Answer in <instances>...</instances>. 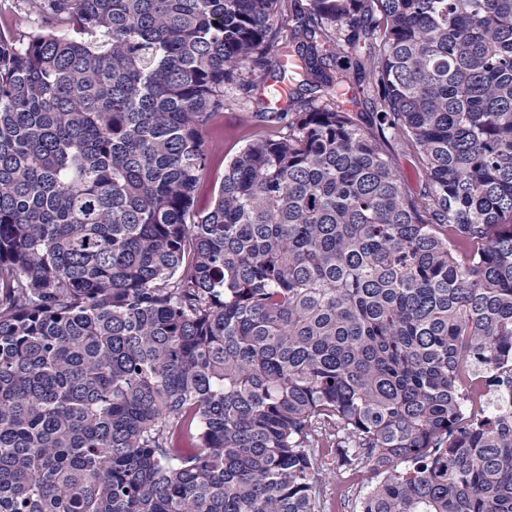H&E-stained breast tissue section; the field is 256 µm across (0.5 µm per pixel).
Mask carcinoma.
<instances>
[{
  "mask_svg": "<svg viewBox=\"0 0 512 512\" xmlns=\"http://www.w3.org/2000/svg\"><path fill=\"white\" fill-rule=\"evenodd\" d=\"M30 2L65 32L0 27V512H327L341 470L356 512H512V0H309L286 43L281 0ZM275 48L288 136L197 215ZM360 75L351 70L347 75L344 87L340 90V100L349 112H357L363 124H367L371 117L372 105L366 91L362 92V82H359ZM235 84L224 85V110L203 127L207 166L202 171L196 209L204 210L215 200L224 167L250 141L288 135V117L279 123L269 122L255 112ZM461 388L463 389L466 412L469 414L480 412L487 391L479 378L472 373H466L463 376Z\"/></svg>",
  "mask_w": 512,
  "mask_h": 512,
  "instance_id": "obj_1",
  "label": "carcinoma"
}]
</instances>
